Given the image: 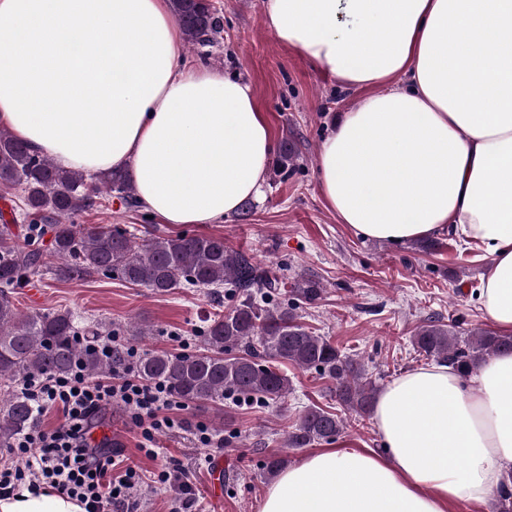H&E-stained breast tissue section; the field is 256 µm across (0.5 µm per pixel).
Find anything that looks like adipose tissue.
<instances>
[{
  "label": "adipose tissue",
  "instance_id": "ef3b65f1",
  "mask_svg": "<svg viewBox=\"0 0 512 512\" xmlns=\"http://www.w3.org/2000/svg\"><path fill=\"white\" fill-rule=\"evenodd\" d=\"M265 23L348 88H373L318 153L319 188L358 235L455 231L490 260L476 298L512 333V0H263ZM169 0H0V126L63 167L129 171L166 224L259 198L273 153L249 85L181 56ZM385 451L326 450L260 512H447L512 476V353L430 365L376 397ZM459 458L461 466L450 463ZM0 512H84L52 489Z\"/></svg>",
  "mask_w": 512,
  "mask_h": 512
}]
</instances>
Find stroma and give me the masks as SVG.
Returning <instances> with one entry per match:
<instances>
[{
  "label": "stroma",
  "mask_w": 512,
  "mask_h": 512,
  "mask_svg": "<svg viewBox=\"0 0 512 512\" xmlns=\"http://www.w3.org/2000/svg\"><path fill=\"white\" fill-rule=\"evenodd\" d=\"M211 2L224 18V30L213 44L183 47L186 65L203 64L246 82L274 142L294 138L302 158L287 180L265 182L261 198L253 201L247 215L235 214L215 224H166L163 232L217 234L228 246L253 254L265 265L286 269L289 275H317L325 292L317 304L302 309L303 322L363 363L381 388L425 366V359L413 350L411 336L429 317L458 322L466 330L490 328L474 296L487 265L478 246L446 234L439 237L440 250L432 253L409 243L368 240L340 223L321 194L320 144L340 114L366 97V90L343 87L316 70L298 50L279 42L264 22L262 0ZM76 221L138 227L148 218L143 209L106 195L97 208ZM32 283L41 297L31 300L27 289H18L15 304L20 311L67 309L83 325L93 320L111 322L121 342L141 353L197 350L210 316L232 305L227 296L206 288L156 295L104 277L79 282L48 275L34 276ZM137 321L151 326L146 339L126 333V326ZM286 372L292 391L283 402L260 405L228 399L220 408L187 404L179 410V418L205 424L222 435L220 448L195 445L186 432H166L157 437L162 449L159 459L146 457L139 450L141 432L124 409L103 408L94 419L95 427L107 435L113 453L134 461L145 478L132 493L131 512H169L179 486L158 489L150 477L160 461L170 459L189 473L192 491L205 512H259L270 485L263 469L266 457L282 455L294 465L309 454L308 449L284 445L285 433L300 410L312 404L340 409L330 381L291 365ZM345 421L336 447L383 453L370 418L349 413ZM202 457L208 458L207 466H199Z\"/></svg>",
  "instance_id": "stroma-1"
}]
</instances>
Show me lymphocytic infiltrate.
Here are the masks:
<instances>
[{
  "label": "lymphocytic infiltrate",
  "instance_id": "obj_1",
  "mask_svg": "<svg viewBox=\"0 0 512 512\" xmlns=\"http://www.w3.org/2000/svg\"><path fill=\"white\" fill-rule=\"evenodd\" d=\"M19 390L34 418L14 437V464L0 468L1 495L21 490L36 494L50 487L76 498L85 512H122L142 475L111 449L92 443L95 415L107 405H121L142 431L141 452L152 458L159 455L156 432L186 425L185 420L172 418L176 401L166 385L142 381L129 370L95 380L78 368L64 376L25 379ZM53 410L61 412L63 421L44 429L42 420Z\"/></svg>",
  "mask_w": 512,
  "mask_h": 512
}]
</instances>
